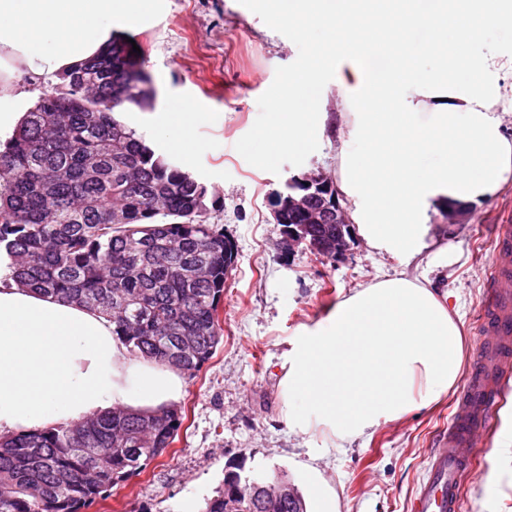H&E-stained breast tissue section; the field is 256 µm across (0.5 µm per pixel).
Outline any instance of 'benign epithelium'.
Wrapping results in <instances>:
<instances>
[{"label":"benign epithelium","mask_w":512,"mask_h":512,"mask_svg":"<svg viewBox=\"0 0 512 512\" xmlns=\"http://www.w3.org/2000/svg\"><path fill=\"white\" fill-rule=\"evenodd\" d=\"M289 185L292 191L286 197L273 200L275 222L284 225L279 241L281 252L291 255L303 245L315 255L336 261L343 258L350 249L352 236L347 209L333 181L310 171L294 176ZM294 214L302 215L303 224L285 227L288 216ZM327 222L336 225V233L327 239L319 242L306 233L307 225Z\"/></svg>","instance_id":"benign-epithelium-1"}]
</instances>
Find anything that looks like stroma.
Segmentation results:
<instances>
[{"instance_id": "obj_1", "label": "stroma", "mask_w": 512, "mask_h": 512, "mask_svg": "<svg viewBox=\"0 0 512 512\" xmlns=\"http://www.w3.org/2000/svg\"><path fill=\"white\" fill-rule=\"evenodd\" d=\"M126 34L141 50L157 98L153 110L122 118L207 186L212 221L233 240L237 256L219 311L223 341L199 372L183 378L177 400L183 424L174 444L87 512H203L230 471L288 480L307 502L315 472L335 491L338 512H410L451 423L458 388L359 439L303 434L283 419L280 364L300 325L314 324L353 290L395 275L429 284L446 298L460 319L465 352L473 354L495 220L512 208V184L470 209L463 224L446 223L443 207L431 206L427 246L406 263L370 251L358 236L339 261L301 249L282 254L274 192L311 170L336 174L342 141L335 69H326L321 84L322 136L308 150L282 153L266 165L261 132L276 96L308 63L307 43L272 28L256 0H161L148 23ZM176 101L202 115L188 159L159 134ZM501 428L494 418L462 482L458 512H512V459L495 469L488 461Z\"/></svg>"}]
</instances>
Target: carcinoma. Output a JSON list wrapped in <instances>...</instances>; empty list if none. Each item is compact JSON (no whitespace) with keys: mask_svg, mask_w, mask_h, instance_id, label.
<instances>
[{"mask_svg":"<svg viewBox=\"0 0 512 512\" xmlns=\"http://www.w3.org/2000/svg\"><path fill=\"white\" fill-rule=\"evenodd\" d=\"M117 35L46 87L0 149V258L16 283L99 309L129 356L193 374L222 342L224 230L207 189L115 117L154 107L140 54ZM181 409L112 410L0 439V512H84L174 442ZM204 512H306L281 479L224 476Z\"/></svg>","mask_w":512,"mask_h":512,"instance_id":"1","label":"carcinoma"}]
</instances>
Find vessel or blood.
<instances>
[{"instance_id":"vessel-or-blood-1","label":"vessel or blood","mask_w":512,"mask_h":512,"mask_svg":"<svg viewBox=\"0 0 512 512\" xmlns=\"http://www.w3.org/2000/svg\"><path fill=\"white\" fill-rule=\"evenodd\" d=\"M496 245L487 265L495 299L485 310L481 339L470 372L457 397L456 411L431 460L412 512H456L461 478L471 468V454L492 421L500 386L488 382L492 360L512 357V223L496 227Z\"/></svg>"}]
</instances>
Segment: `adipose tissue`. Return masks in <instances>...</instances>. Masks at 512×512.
<instances>
[{
  "label": "adipose tissue",
  "mask_w": 512,
  "mask_h": 512,
  "mask_svg": "<svg viewBox=\"0 0 512 512\" xmlns=\"http://www.w3.org/2000/svg\"><path fill=\"white\" fill-rule=\"evenodd\" d=\"M157 0H0V84L17 97L56 83L98 54L116 24L148 22ZM394 0H273L271 25L309 39L349 42L335 60L342 134L336 183L349 218L374 252L418 255L433 204L475 206L512 183V48L475 54L485 32L512 20V0H436L410 8L408 22L436 30L435 69L416 65L372 76L358 66L376 52L368 15ZM327 53L277 96L262 132L264 162L307 149L323 119L318 99ZM192 108L167 113L172 148L196 150ZM464 338L445 301L419 281L392 277L341 299L314 325L301 326L286 353L279 390L288 427L355 439L430 406L458 381ZM178 370L129 362L102 314L15 283L0 282V436L74 424L116 408L153 411L177 400Z\"/></svg>",
  "instance_id": "adipose-tissue-1"
}]
</instances>
